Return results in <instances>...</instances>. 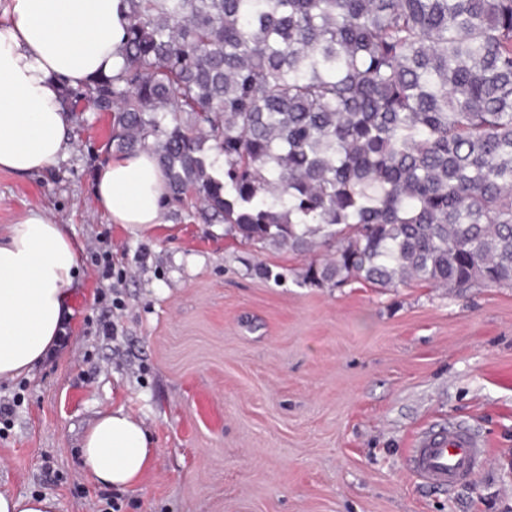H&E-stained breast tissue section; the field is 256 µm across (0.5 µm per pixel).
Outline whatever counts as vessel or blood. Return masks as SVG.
I'll return each mask as SVG.
<instances>
[{
  "label": "vessel or blood",
  "mask_w": 512,
  "mask_h": 512,
  "mask_svg": "<svg viewBox=\"0 0 512 512\" xmlns=\"http://www.w3.org/2000/svg\"><path fill=\"white\" fill-rule=\"evenodd\" d=\"M485 460L483 444L468 431L451 426L435 430L417 445L412 469L429 485L450 487L471 479Z\"/></svg>",
  "instance_id": "obj_1"
}]
</instances>
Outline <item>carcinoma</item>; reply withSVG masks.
Returning <instances> with one entry per match:
<instances>
[{"instance_id":"obj_1","label":"carcinoma","mask_w":512,"mask_h":512,"mask_svg":"<svg viewBox=\"0 0 512 512\" xmlns=\"http://www.w3.org/2000/svg\"><path fill=\"white\" fill-rule=\"evenodd\" d=\"M123 64L65 88L166 203L300 283L512 288V0H126Z\"/></svg>"}]
</instances>
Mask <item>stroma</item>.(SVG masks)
<instances>
[{
  "label": "stroma",
  "instance_id": "obj_1",
  "mask_svg": "<svg viewBox=\"0 0 512 512\" xmlns=\"http://www.w3.org/2000/svg\"><path fill=\"white\" fill-rule=\"evenodd\" d=\"M71 124L46 172H0L1 233L34 210L81 246L62 347L0 382V492L51 494L60 512L103 497L121 512H512V288L301 286L304 257L191 212L112 223L90 160L112 118ZM119 407L156 450L127 490L81 455L98 413ZM450 424L486 462L440 489L413 475L412 450Z\"/></svg>",
  "mask_w": 512,
  "mask_h": 512
}]
</instances>
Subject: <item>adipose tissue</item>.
Here are the masks:
<instances>
[{"mask_svg":"<svg viewBox=\"0 0 512 512\" xmlns=\"http://www.w3.org/2000/svg\"><path fill=\"white\" fill-rule=\"evenodd\" d=\"M126 11L123 0H0V171L38 173L63 155L70 120L62 91L117 70ZM93 192L112 223L162 220L167 186L148 152L110 156ZM78 251L66 227L38 211L0 237V381L29 373L54 348ZM153 454L142 421L121 408L100 415L82 448L91 474L118 489L140 484Z\"/></svg>","mask_w":512,"mask_h":512,"instance_id":"1","label":"adipose tissue"}]
</instances>
